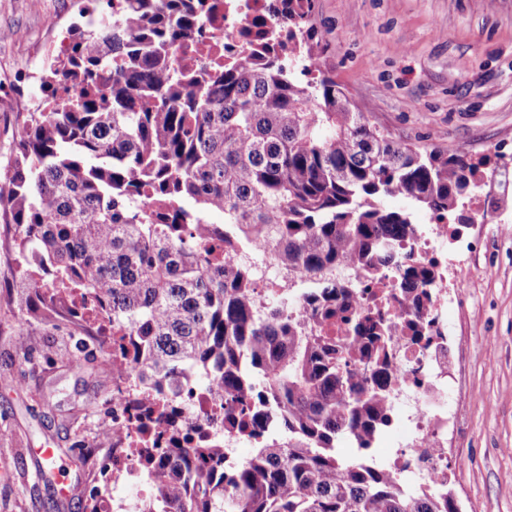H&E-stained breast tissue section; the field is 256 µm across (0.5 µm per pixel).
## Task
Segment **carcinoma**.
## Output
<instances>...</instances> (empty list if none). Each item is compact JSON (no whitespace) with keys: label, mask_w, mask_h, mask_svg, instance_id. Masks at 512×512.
Masks as SVG:
<instances>
[{"label":"carcinoma","mask_w":512,"mask_h":512,"mask_svg":"<svg viewBox=\"0 0 512 512\" xmlns=\"http://www.w3.org/2000/svg\"><path fill=\"white\" fill-rule=\"evenodd\" d=\"M316 7L270 0V24L246 32L256 47L211 70L178 59L213 39L207 0H123L112 22L75 26L0 179L20 306L112 338L96 369L134 376L131 426L164 420L152 390L180 371L236 396L243 429L257 394L283 417L284 436L227 474L217 438L141 449L157 473L146 512H459L446 487L408 486L369 450L389 413L391 338L429 340L435 271L399 242L417 208L476 223L465 204L489 162L377 128L323 61ZM62 74L78 95L56 98ZM268 258L298 288L261 305L250 288ZM393 270L400 315L357 308V280ZM297 302L313 327L290 315ZM343 437L356 458L338 453Z\"/></svg>","instance_id":"1"}]
</instances>
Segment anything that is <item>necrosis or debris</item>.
Here are the masks:
<instances>
[{
  "mask_svg": "<svg viewBox=\"0 0 512 512\" xmlns=\"http://www.w3.org/2000/svg\"><path fill=\"white\" fill-rule=\"evenodd\" d=\"M210 16L213 27L223 30L228 43L237 44L243 33L267 16L269 0H212ZM452 235L448 224H420L412 240L402 246L405 253L421 261L436 262L451 268V279H440L431 289L430 317L438 330L428 348L413 345L406 336L392 340L393 384L387 394L390 421L402 433L393 443L383 462L396 468L399 476L416 485H429L448 477V433L456 424V412L448 403V391L455 376L448 368V307L452 302L449 285H461V265L450 264L445 245ZM129 376L112 380V479L125 480L135 489L134 497L112 504V512H142L151 495L152 484L135 454L139 436L128 425L124 408L131 398ZM170 394L179 402L182 416L210 422L212 434L224 440L227 459H234L241 445L263 441L264 433L225 430L222 421L229 402L218 401L212 391L196 387L193 378L178 374L166 381Z\"/></svg>",
  "mask_w": 512,
  "mask_h": 512,
  "instance_id": "4bbe7bcc",
  "label": "necrosis or debris"
}]
</instances>
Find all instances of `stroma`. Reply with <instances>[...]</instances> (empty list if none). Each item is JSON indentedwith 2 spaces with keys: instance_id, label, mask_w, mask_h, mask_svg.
I'll return each mask as SVG.
<instances>
[{
  "instance_id": "stroma-1",
  "label": "stroma",
  "mask_w": 512,
  "mask_h": 512,
  "mask_svg": "<svg viewBox=\"0 0 512 512\" xmlns=\"http://www.w3.org/2000/svg\"><path fill=\"white\" fill-rule=\"evenodd\" d=\"M105 0H0V175L16 154L24 113L46 100L41 78L81 8ZM325 58L347 94L396 141L497 157L483 220L463 230L475 253L448 309V487L461 512H512V0H318ZM18 255L0 244V512H85L106 482L100 442L112 423V377L74 373L75 342L99 353L101 336L20 308ZM55 449L71 494L41 477L35 451Z\"/></svg>"
}]
</instances>
